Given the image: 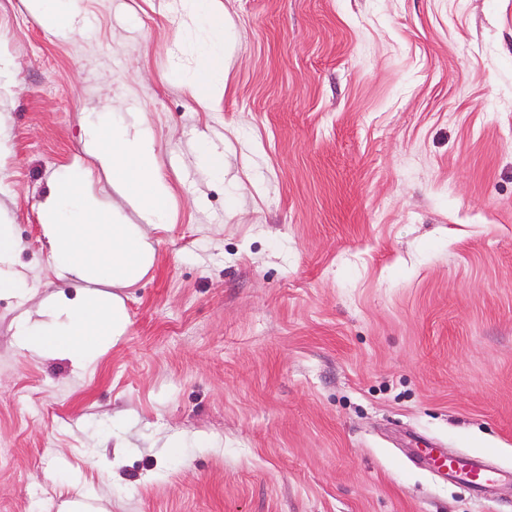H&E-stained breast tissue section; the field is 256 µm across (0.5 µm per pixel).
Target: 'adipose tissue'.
I'll list each match as a JSON object with an SVG mask.
<instances>
[{"label":"adipose tissue","mask_w":512,"mask_h":512,"mask_svg":"<svg viewBox=\"0 0 512 512\" xmlns=\"http://www.w3.org/2000/svg\"><path fill=\"white\" fill-rule=\"evenodd\" d=\"M185 10L211 33V42L200 51L199 64L184 81L192 96L202 104L212 102L224 91L226 26L216 0H183ZM127 323L124 301L119 294L102 296L88 292L76 308L67 311L59 327H39L31 331L29 344L36 352L64 351L81 357L102 349L111 336L120 335Z\"/></svg>","instance_id":"obj_1"}]
</instances>
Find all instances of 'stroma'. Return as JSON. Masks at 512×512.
Masks as SVG:
<instances>
[{"label": "stroma", "mask_w": 512, "mask_h": 512, "mask_svg": "<svg viewBox=\"0 0 512 512\" xmlns=\"http://www.w3.org/2000/svg\"><path fill=\"white\" fill-rule=\"evenodd\" d=\"M0 0V512H512V0ZM153 137L170 191L127 325L23 346L86 284L41 206L62 178L126 223L91 128ZM224 159L210 176L200 150ZM485 461L474 493L424 451ZM27 3L32 13L37 15L50 28L57 27L61 22L69 23L72 1L27 0ZM64 3L68 6H64ZM185 10L211 33V42L200 51L198 67L184 81L192 96L201 104H209L224 91L226 26L216 0H183Z\"/></svg>", "instance_id": "35a3bbf8"}]
</instances>
